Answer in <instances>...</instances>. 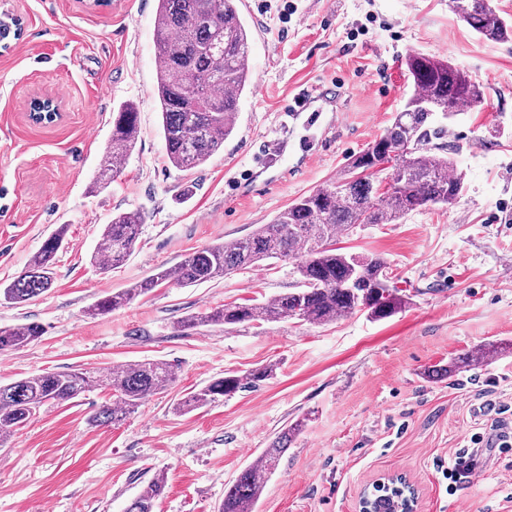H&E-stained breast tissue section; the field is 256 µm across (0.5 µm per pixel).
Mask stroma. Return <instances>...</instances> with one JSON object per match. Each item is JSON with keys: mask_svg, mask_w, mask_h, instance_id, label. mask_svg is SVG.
<instances>
[{"mask_svg": "<svg viewBox=\"0 0 512 512\" xmlns=\"http://www.w3.org/2000/svg\"><path fill=\"white\" fill-rule=\"evenodd\" d=\"M242 0L250 68L224 148L179 170L165 155L156 83L157 0H14L26 27L0 55V283H10L58 225L67 235L55 281L39 298L0 302V327L40 323L44 334L0 353V382L156 359L176 379L118 425L93 423L112 401L95 387L52 402L0 446V512H125L156 471L167 486L156 512H218L224 487L275 432L302 429L268 480L257 512H358L363 487L405 476L417 512H512V482L497 456L481 478L446 491L442 469L493 407L512 421V353L454 378L436 369L478 347L512 340V43L489 41L450 0ZM448 59L484 88L481 104L435 118L461 176L449 208L429 206L396 224L340 236L345 251L384 259L408 302L375 321L356 313L328 325L298 320L180 332L179 321L230 302L295 288L294 263L270 260L180 288L161 284L96 318L104 294L130 286L204 246L245 237L325 185L379 138L412 93L405 58ZM335 85L340 112L287 130L302 90ZM65 105L54 125L29 123L37 92ZM139 114L122 175L94 176L121 103ZM136 211L143 222L128 259L108 274L91 254L105 224ZM272 364L259 386L186 414L174 401L232 372Z\"/></svg>", "mask_w": 512, "mask_h": 512, "instance_id": "stroma-1", "label": "stroma"}]
</instances>
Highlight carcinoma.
Here are the masks:
<instances>
[{"label":"carcinoma","instance_id":"obj_1","mask_svg":"<svg viewBox=\"0 0 512 512\" xmlns=\"http://www.w3.org/2000/svg\"><path fill=\"white\" fill-rule=\"evenodd\" d=\"M240 0H157L156 85L153 96L161 115V133L166 158L177 169L204 166L224 147L235 128L243 94L252 90L250 37L240 16ZM461 21L487 40L512 41V23L503 18L493 0H452ZM405 66L415 91L405 109L396 113L382 139L398 147L410 140L413 146L395 154L393 161L403 171L405 185L393 190L382 171L369 172L363 163L367 151L352 158L347 173L304 195L279 212L268 224L248 236L208 245L182 260L135 283L101 297L90 315H102L130 304L165 283L190 287L222 279L266 259L293 260L300 275L299 286L268 301L248 299L226 304L204 315L183 319L179 328L200 325H237L298 319L326 325L356 312L381 320L392 316L402 304L399 289L389 284L383 259L360 256L336 247V239L358 224H396L409 213L428 205L451 207L462 191V180L450 173L451 160L435 143L441 128L432 118L458 115L464 104L482 102L478 83L448 60L411 53ZM138 112L123 104L112 113V135L99 164V183L117 176L115 161L124 160L138 139ZM141 217L136 212L112 216L101 233V250L91 257L105 274L131 254ZM66 226L61 224L33 256L28 269L8 284H0V301L25 303L53 285L55 255L62 247ZM43 327L35 322L21 327L0 328V352L17 351L41 337ZM500 353L484 346L453 358L439 373L451 377L464 367H480ZM272 364L246 376L227 373L182 399L175 410L189 412L240 391L255 388L274 375ZM175 379L164 361H135L118 369L69 371L31 375L0 384V445L16 428L36 416L50 401L75 399L94 386L112 390V404L105 405L92 422L125 420L150 397L168 389ZM299 425L275 433L257 461L247 466L224 491L218 512H257L269 475L275 473ZM166 475L155 473L126 512H155Z\"/></svg>","mask_w":512,"mask_h":512}]
</instances>
